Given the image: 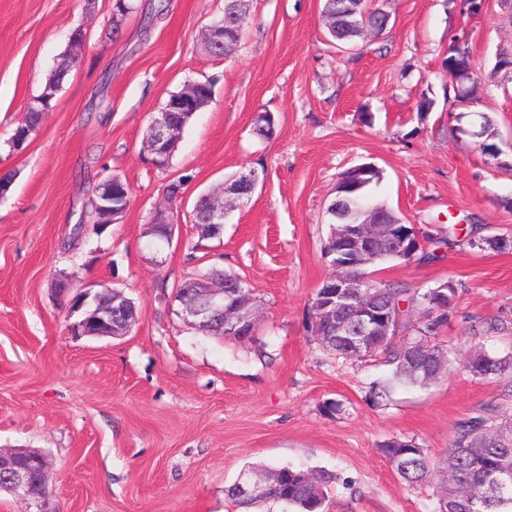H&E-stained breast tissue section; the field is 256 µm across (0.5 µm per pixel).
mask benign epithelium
<instances>
[{"mask_svg": "<svg viewBox=\"0 0 512 512\" xmlns=\"http://www.w3.org/2000/svg\"><path fill=\"white\" fill-rule=\"evenodd\" d=\"M235 16L214 21L203 33L207 48L224 45V34L234 25ZM456 53L448 65V77L457 80L473 71L465 38H458L449 48ZM211 101L196 89V84L187 83L179 94L169 97L164 107L152 116L146 134V147L153 155L157 167L167 164L169 154L178 146L184 127L171 120V114L181 112L193 114ZM379 174L372 165L363 164L351 168L338 184L339 192L355 193L370 184ZM117 178H107L100 185L99 209L104 224H112L122 215L128 204L113 200V185ZM259 183L255 171L244 172L238 187L224 181L212 191L201 195L207 205L209 216L198 229L207 234H219L224 229L229 202L254 193ZM178 219L172 208L155 210L146 234L157 236L164 243L172 242ZM426 247L423 231L417 225L407 228L405 222L392 219L374 211L372 221L364 224H343L334 229L324 245V256L331 258L333 272L321 285V292L312 300L320 321L327 327L329 335L347 338L349 352L363 355L371 349L374 336H388L393 332L391 306L382 299L373 275L362 268L372 265L385 254L401 259L409 258L420 248ZM57 293L67 300L68 332L76 337L93 339L117 338L126 335L135 323L134 309L124 301V292L115 288H84L70 294L67 284L58 285ZM437 307L429 316L445 323L448 320V285L434 289ZM178 315L186 323L199 329L210 327L217 320L226 336H250L256 327L255 310L257 300L252 292H244L238 282L224 281V273L214 272L206 281L199 282L194 289L193 300L179 298ZM50 476L44 455L29 448H0V493L28 501L36 512H49L47 508ZM237 493L244 499L259 498L271 490L268 480L242 472L236 482Z\"/></svg>", "mask_w": 512, "mask_h": 512, "instance_id": "1", "label": "benign epithelium"}]
</instances>
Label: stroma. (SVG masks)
I'll return each mask as SVG.
<instances>
[{
  "mask_svg": "<svg viewBox=\"0 0 512 512\" xmlns=\"http://www.w3.org/2000/svg\"><path fill=\"white\" fill-rule=\"evenodd\" d=\"M121 26L112 0H0V447L41 451L53 512H239L225 490L248 464L336 473L327 512H434L441 472L407 487L378 446L392 437L442 464L457 422L482 407L512 417V377L483 379L464 366L472 346L512 353V0L461 14L454 0H391L392 18L355 51L328 44L324 0H253L235 57L210 55L202 34L224 0H134ZM82 29L79 60L54 108L22 148L11 138L28 104ZM466 37L477 85L457 100L442 62ZM213 83L165 168L144 137L171 93ZM268 112L275 133H252ZM495 144L498 156L482 153ZM373 164L372 190L406 223L455 243L418 265L377 264L383 282L424 291L445 282L454 309L435 338L452 365L428 386H395L369 361L324 352L311 301L333 268L323 254L327 208L347 169ZM260 183L220 236L191 218L197 197L229 174ZM117 174L133 198L95 233L86 214L96 185ZM172 244L143 236L170 183ZM244 280L258 301L256 331L238 340L186 324L178 289L213 271ZM122 289L138 310L125 336L74 337L54 289ZM335 402L339 412L328 413Z\"/></svg>",
  "mask_w": 512,
  "mask_h": 512,
  "instance_id": "1",
  "label": "stroma"
}]
</instances>
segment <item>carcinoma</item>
I'll use <instances>...</instances> for the list:
<instances>
[{"label":"carcinoma","instance_id":"cac0c4a2","mask_svg":"<svg viewBox=\"0 0 512 512\" xmlns=\"http://www.w3.org/2000/svg\"><path fill=\"white\" fill-rule=\"evenodd\" d=\"M348 10L340 13L325 0L324 15L332 47L339 52L352 50L357 39L370 31L379 36L387 29L386 20L390 13L382 7H372L369 0H346ZM224 11L236 16V24L230 35L224 37V45L214 47L210 54L228 58L236 53L243 27L250 18V0H224ZM368 192L360 198L336 197V207L345 216V221L364 222L368 218L366 202ZM381 291L394 309V315L401 316L399 329L406 330L398 336L374 337L373 349L365 352L367 357L379 358V364L390 368L389 382L426 386L442 378L448 372L449 356L439 359H425L423 363L430 374L420 373L409 364V356L418 345L431 343L434 335H425L417 328L406 329V321L415 311L427 313L432 309L427 299L430 291L418 292L400 283H384ZM466 369L480 378L512 376V354L500 356L481 348L465 360ZM496 409L480 408L460 420L448 444V455L458 459L457 469L437 489V503L451 501L455 512H512V484L495 486V477L490 465L501 458H512V422L496 423ZM378 451L386 458L396 460L395 468L409 487L425 480L431 471L427 450L415 441L391 438L379 445ZM322 484L310 489L291 479L288 483V500L283 501L272 494L261 499L264 504H279L295 512H325L327 487L336 482V475L322 470Z\"/></svg>","mask_w":512,"mask_h":512}]
</instances>
